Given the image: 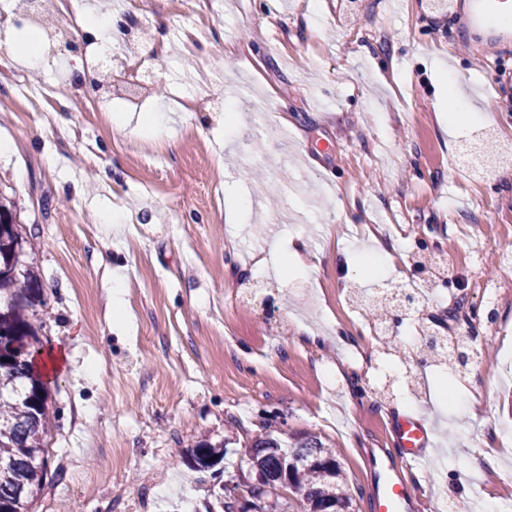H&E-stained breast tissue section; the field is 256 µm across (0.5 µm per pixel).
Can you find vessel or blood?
I'll return each instance as SVG.
<instances>
[{
  "label": "vessel or blood",
  "instance_id": "1",
  "mask_svg": "<svg viewBox=\"0 0 512 512\" xmlns=\"http://www.w3.org/2000/svg\"><path fill=\"white\" fill-rule=\"evenodd\" d=\"M431 6L449 14L461 13L469 28L505 40L512 37V0H432ZM394 452L375 458L376 486L369 500L371 512H410L433 445L428 420L415 413L393 415L389 422Z\"/></svg>",
  "mask_w": 512,
  "mask_h": 512
}]
</instances>
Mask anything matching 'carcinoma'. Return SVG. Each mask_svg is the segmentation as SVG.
<instances>
[{"label": "carcinoma", "mask_w": 512, "mask_h": 512, "mask_svg": "<svg viewBox=\"0 0 512 512\" xmlns=\"http://www.w3.org/2000/svg\"><path fill=\"white\" fill-rule=\"evenodd\" d=\"M14 224L12 210L0 203V512H30L47 478L51 436L47 401L51 394L33 362L42 328L34 318L44 299L33 272L16 267L14 259L23 251V239ZM349 296L353 305L379 311L384 323L392 314V303L383 291L368 296L353 288ZM436 342V334L425 332L416 356L398 350L396 357L421 366L446 361L464 373L459 357L438 355L433 347ZM234 444L232 433L217 443L201 439L187 466L195 471L212 469ZM244 456L249 465L269 476L268 486L288 475L306 496L304 512H351L352 497L342 463L336 449L320 438L297 434L286 442L268 434L244 446Z\"/></svg>", "instance_id": "cac0c4a2"}]
</instances>
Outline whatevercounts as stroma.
Returning a JSON list of instances; mask_svg holds the SVG:
<instances>
[{"mask_svg": "<svg viewBox=\"0 0 512 512\" xmlns=\"http://www.w3.org/2000/svg\"><path fill=\"white\" fill-rule=\"evenodd\" d=\"M337 2L215 0L209 39L153 62L145 97L134 86L95 94L90 78L113 69L95 65L99 41L77 37L79 52L37 67L69 134L8 107L13 90L0 80V143L11 146L0 152V200L14 207L44 293L41 348L60 357L43 374L55 427L35 512H161L170 501L209 512L215 483L246 479L249 466L231 452L223 472L193 473L186 457L230 428L246 442L307 433L336 445L353 508L369 512V459L387 447L397 412L435 430L419 512H432L436 471L484 497L487 470L468 447L487 427L512 425L502 378L512 365V166L479 181L454 163L459 140L435 68H450L480 126L512 140V84L491 81L512 68V44L468 32L426 0H348L345 12ZM77 65L85 82L69 78ZM187 95L201 99L196 112L179 107ZM133 99L159 113V126L139 125ZM251 168L279 182L275 203L254 192ZM101 208L127 223H101ZM363 224L395 225V251L379 272L348 276L338 256L369 248ZM298 241L320 264L281 271ZM421 255L442 273L391 338L408 349L422 321L455 335L465 311L484 353L466 375L395 363L369 310L347 301L353 287L420 286ZM117 280L121 325L110 304ZM488 281L499 289L491 323ZM356 347L378 355L373 368L347 370ZM419 372L430 388L420 399L406 385ZM447 386L460 401L437 409ZM475 388L488 418L462 401Z\"/></svg>", "mask_w": 512, "mask_h": 512, "instance_id": "obj_1", "label": "stroma"}]
</instances>
